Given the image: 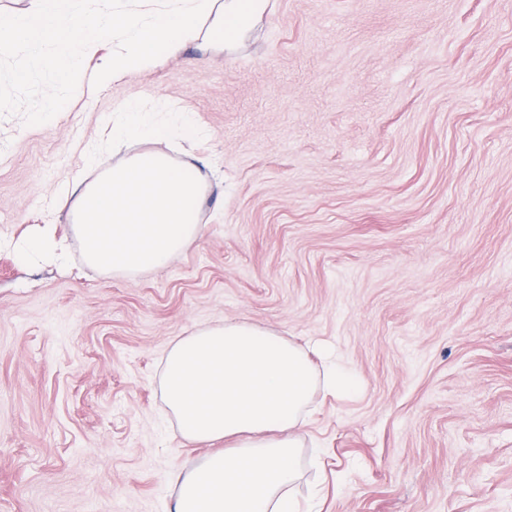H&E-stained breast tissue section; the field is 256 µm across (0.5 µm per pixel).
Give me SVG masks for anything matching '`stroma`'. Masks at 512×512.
Wrapping results in <instances>:
<instances>
[{
    "instance_id": "35a3bbf8",
    "label": "stroma",
    "mask_w": 512,
    "mask_h": 512,
    "mask_svg": "<svg viewBox=\"0 0 512 512\" xmlns=\"http://www.w3.org/2000/svg\"><path fill=\"white\" fill-rule=\"evenodd\" d=\"M132 98L195 113L200 234L158 270L84 262L56 192ZM57 224L73 262H18ZM245 319L332 353L300 512H512V0H271L49 126L0 116V512H167L163 360Z\"/></svg>"
}]
</instances>
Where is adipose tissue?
<instances>
[{
  "instance_id": "obj_1",
  "label": "adipose tissue",
  "mask_w": 512,
  "mask_h": 512,
  "mask_svg": "<svg viewBox=\"0 0 512 512\" xmlns=\"http://www.w3.org/2000/svg\"><path fill=\"white\" fill-rule=\"evenodd\" d=\"M307 352L247 321L195 327L168 350L163 391L184 445L225 440L175 471L172 512H296L302 429L320 385Z\"/></svg>"
}]
</instances>
